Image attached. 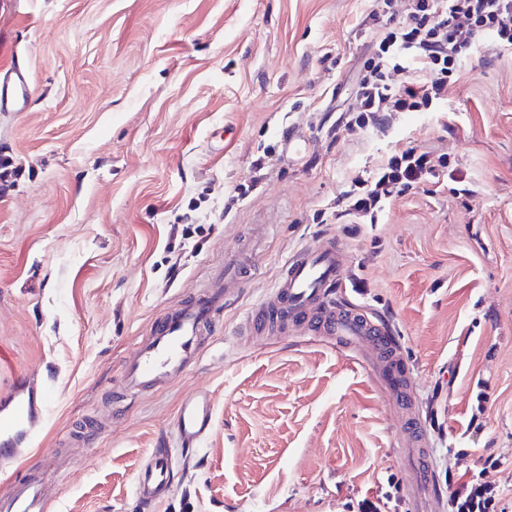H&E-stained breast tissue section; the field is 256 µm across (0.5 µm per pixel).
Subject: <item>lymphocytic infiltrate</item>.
Here are the masks:
<instances>
[{
    "label": "lymphocytic infiltrate",
    "mask_w": 512,
    "mask_h": 512,
    "mask_svg": "<svg viewBox=\"0 0 512 512\" xmlns=\"http://www.w3.org/2000/svg\"><path fill=\"white\" fill-rule=\"evenodd\" d=\"M402 25L377 37L378 49L365 66L351 117L363 126L384 112H430L448 96V83L480 34L493 35L501 47H512V0H409ZM402 69L409 80L389 82V70ZM429 154L410 147L392 155L372 178L347 196L348 210L373 218L395 193L412 188L433 174ZM498 464L484 459L448 497V512H505L503 493L486 478Z\"/></svg>",
    "instance_id": "f902f5d3"
}]
</instances>
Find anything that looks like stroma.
<instances>
[{"mask_svg":"<svg viewBox=\"0 0 512 512\" xmlns=\"http://www.w3.org/2000/svg\"><path fill=\"white\" fill-rule=\"evenodd\" d=\"M16 0L0 67L30 74L0 112V389L49 390L28 457L46 512H141L142 459L187 394L213 426L154 512H448L415 495L406 428L464 449L512 512V49L483 36L432 112L358 128L349 108L383 20L407 0ZM435 175L376 222L345 194L395 151ZM253 243L199 363L137 397L119 370L154 321ZM335 241L340 305L388 320L415 391L392 400L368 351L313 326L237 335L284 260Z\"/></svg>","mask_w":512,"mask_h":512,"instance_id":"1","label":"stroma"}]
</instances>
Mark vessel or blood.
I'll return each mask as SVG.
<instances>
[{"instance_id": "obj_1", "label": "vessel or blood", "mask_w": 512, "mask_h": 512, "mask_svg": "<svg viewBox=\"0 0 512 512\" xmlns=\"http://www.w3.org/2000/svg\"><path fill=\"white\" fill-rule=\"evenodd\" d=\"M29 83L21 66L0 71V110H25ZM251 262L248 250L224 261V270L192 301L157 318L150 335L136 354L120 369L119 386L124 393L142 394L180 378L200 358L199 339L208 332L212 319L239 285L243 269ZM339 253L335 244L322 242L307 246L287 258L278 278L260 307L248 315L245 325L256 332H283L289 324L308 321L316 324L321 336L345 347L370 348L380 367L381 382L395 399L410 401L414 390L408 369L394 336L366 317L336 305L332 298L339 276ZM48 401L42 385L21 375L0 390V467L10 469L24 459L35 441ZM213 416L212 397L199 389L186 395L175 420V444L153 449L142 463L134 485L141 509L168 498L175 488V459L178 452L199 447L207 436ZM409 436L418 449L415 470L425 495H432L429 449L421 445L418 429ZM48 474L31 466L25 479H9L0 490V512H46L43 495Z\"/></svg>"}]
</instances>
